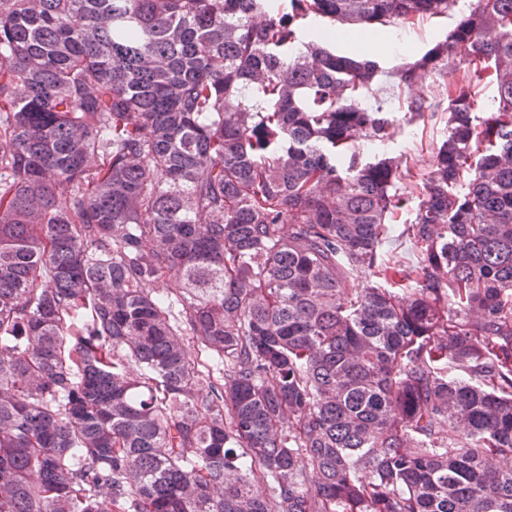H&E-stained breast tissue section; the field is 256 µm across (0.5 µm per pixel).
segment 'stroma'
Here are the masks:
<instances>
[{
  "label": "stroma",
  "instance_id": "1",
  "mask_svg": "<svg viewBox=\"0 0 512 512\" xmlns=\"http://www.w3.org/2000/svg\"><path fill=\"white\" fill-rule=\"evenodd\" d=\"M470 0H457L448 14L424 17L397 28L380 27L376 59L381 71L363 101L382 104L397 117V130L386 146L402 174L398 190L408 192L414 201L424 198L423 183L431 167L434 149L448 136V97L462 80L466 66L456 59L440 61L423 79L426 110L423 120L408 122L407 94L399 85L395 72L410 59L424 54L437 42L446 38L467 12Z\"/></svg>",
  "mask_w": 512,
  "mask_h": 512
}]
</instances>
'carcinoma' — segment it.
Segmentation results:
<instances>
[{
	"label": "carcinoma",
	"instance_id": "carcinoma-1",
	"mask_svg": "<svg viewBox=\"0 0 512 512\" xmlns=\"http://www.w3.org/2000/svg\"><path fill=\"white\" fill-rule=\"evenodd\" d=\"M453 6L0 0V512H512V0L396 72L468 69L409 266L329 45Z\"/></svg>",
	"mask_w": 512,
	"mask_h": 512
}]
</instances>
